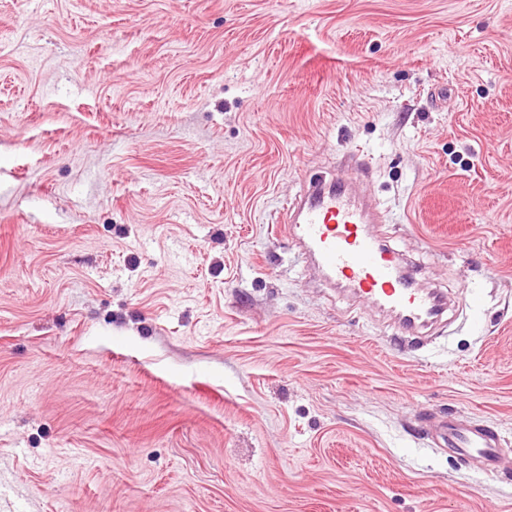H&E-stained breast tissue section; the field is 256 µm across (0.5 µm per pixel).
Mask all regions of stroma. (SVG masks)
Segmentation results:
<instances>
[{"label":"stroma","mask_w":512,"mask_h":512,"mask_svg":"<svg viewBox=\"0 0 512 512\" xmlns=\"http://www.w3.org/2000/svg\"><path fill=\"white\" fill-rule=\"evenodd\" d=\"M352 155L422 340L276 230ZM0 512H512V0H0ZM435 438L439 446L479 458L490 470L498 467L497 439L485 429L460 421H446L436 429Z\"/></svg>","instance_id":"1"}]
</instances>
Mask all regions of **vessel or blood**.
Listing matches in <instances>:
<instances>
[{
  "label": "vessel or blood",
  "instance_id": "b4317fda",
  "mask_svg": "<svg viewBox=\"0 0 512 512\" xmlns=\"http://www.w3.org/2000/svg\"><path fill=\"white\" fill-rule=\"evenodd\" d=\"M288 211L286 232L301 240L330 281L390 310L409 328L424 326L441 313L439 296L417 288L411 276L398 271L393 253L372 231L381 221L375 206L356 193L350 180H317L303 200L289 203ZM435 438L439 446L479 458L488 469L498 467L497 439L485 429L447 421Z\"/></svg>",
  "mask_w": 512,
  "mask_h": 512
}]
</instances>
